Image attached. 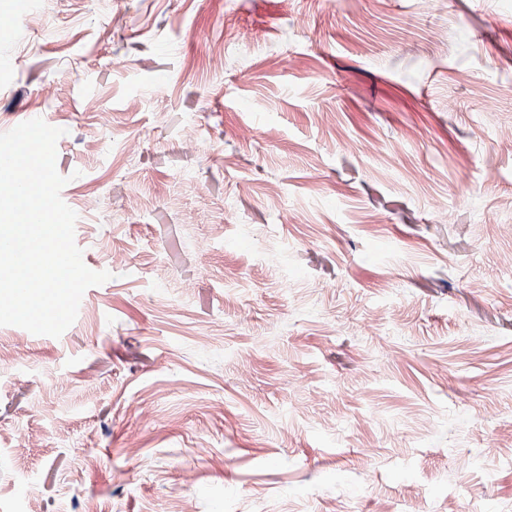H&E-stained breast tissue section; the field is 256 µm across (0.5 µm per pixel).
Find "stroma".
<instances>
[{"mask_svg":"<svg viewBox=\"0 0 512 512\" xmlns=\"http://www.w3.org/2000/svg\"><path fill=\"white\" fill-rule=\"evenodd\" d=\"M46 9L0 133L111 278L0 326V512H512V0Z\"/></svg>","mask_w":512,"mask_h":512,"instance_id":"1","label":"stroma"}]
</instances>
